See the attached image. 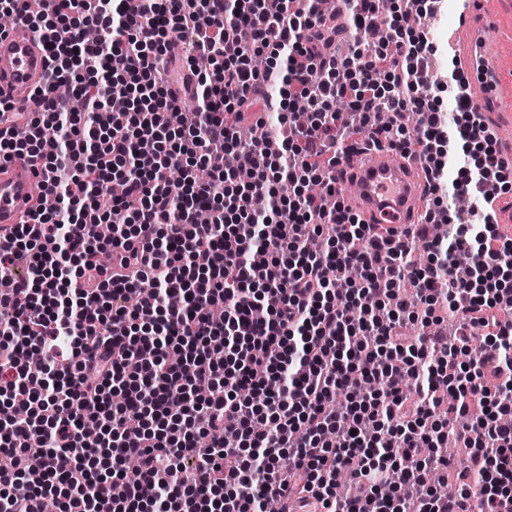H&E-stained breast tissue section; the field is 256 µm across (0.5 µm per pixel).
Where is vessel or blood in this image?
<instances>
[{"instance_id":"b4317fda","label":"vessel or blood","mask_w":512,"mask_h":512,"mask_svg":"<svg viewBox=\"0 0 512 512\" xmlns=\"http://www.w3.org/2000/svg\"><path fill=\"white\" fill-rule=\"evenodd\" d=\"M477 13L476 0H466L459 32L468 48L465 60L474 85L488 88L497 77L499 60L486 37L488 25ZM46 55L42 33L25 23L0 34V90L14 108L38 109L34 89L46 73ZM366 152L371 160L364 167L353 171L343 165L336 168L337 181L346 187L347 204L363 218L373 217L393 228L412 223L415 188L404 164L394 163L390 148L383 143L368 146ZM38 194L39 179L28 162L17 159L0 168V234L27 221Z\"/></svg>"}]
</instances>
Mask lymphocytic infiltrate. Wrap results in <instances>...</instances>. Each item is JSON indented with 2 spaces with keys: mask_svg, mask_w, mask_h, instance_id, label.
Returning <instances> with one entry per match:
<instances>
[{
  "mask_svg": "<svg viewBox=\"0 0 512 512\" xmlns=\"http://www.w3.org/2000/svg\"><path fill=\"white\" fill-rule=\"evenodd\" d=\"M354 2L340 21L321 0H0L44 31L49 63L25 131L0 129V162L29 158L56 201L0 241V512L52 496L59 512H265L287 496L313 512H512V322L495 316L512 310V238L479 207L433 232L450 200L495 199L512 168L459 71L455 121L439 108L415 22L394 10L373 42L376 0ZM269 79L278 96L260 100ZM190 80L188 126L170 86ZM68 82L80 108L56 94ZM271 111L273 135L240 137ZM363 137L422 159L423 223L398 232L345 204L333 174ZM477 325L491 332L475 357ZM489 372L508 384L488 390ZM35 450L48 482L33 488ZM434 471L452 473L447 494ZM347 478L363 491L337 498Z\"/></svg>",
  "mask_w": 512,
  "mask_h": 512,
  "instance_id": "obj_1",
  "label": "lymphocytic infiltrate"
}]
</instances>
